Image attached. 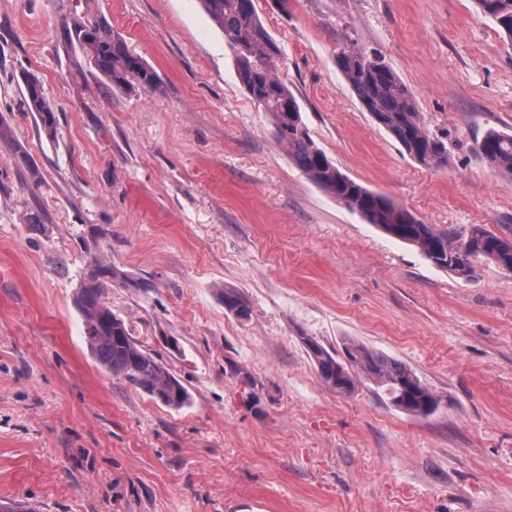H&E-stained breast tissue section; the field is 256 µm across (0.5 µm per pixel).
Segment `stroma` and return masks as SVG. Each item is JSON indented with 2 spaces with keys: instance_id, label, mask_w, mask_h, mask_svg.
I'll return each mask as SVG.
<instances>
[{
  "instance_id": "stroma-1",
  "label": "stroma",
  "mask_w": 512,
  "mask_h": 512,
  "mask_svg": "<svg viewBox=\"0 0 512 512\" xmlns=\"http://www.w3.org/2000/svg\"><path fill=\"white\" fill-rule=\"evenodd\" d=\"M279 76L336 166L462 235L512 238V178L473 152L512 128V47L474 0H255ZM98 17L161 79L120 90L72 39ZM381 51L452 164L412 160L336 67ZM36 76L47 138L25 105ZM0 500L36 512H512V273L462 279L336 202L288 158L200 0H0ZM38 168V181L29 178ZM108 302L187 387L174 411L104 372L73 297ZM236 289L250 316L224 308ZM353 339L442 402L336 393L303 343ZM31 77L35 76H30L26 82L27 109L38 114L45 135L53 138L56 130L55 106L46 96L39 82Z\"/></svg>"
}]
</instances>
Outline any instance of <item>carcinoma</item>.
Here are the masks:
<instances>
[{"label":"carcinoma","instance_id":"1","mask_svg":"<svg viewBox=\"0 0 512 512\" xmlns=\"http://www.w3.org/2000/svg\"><path fill=\"white\" fill-rule=\"evenodd\" d=\"M483 14L496 22L512 45V0H476ZM209 17L224 32L234 54L238 79L271 117L276 138L288 158L318 187L383 233L414 247L433 266L468 279L474 263L486 260L512 271V240L481 225L457 236L423 223L411 210L372 191L340 171L311 138L295 94L279 77L281 49L257 14L254 0H202ZM74 38L91 62L116 88L135 84L157 92L155 72L131 54L98 18L78 25ZM336 66L373 122L416 162L445 169L451 161L446 138L431 134L413 93L376 50L344 43ZM27 109L38 114L49 138L56 130L55 106L35 79L26 82ZM473 150L498 175L512 177V132L490 129L474 140ZM121 278L113 267L94 259L74 295L85 343L98 364L112 377L126 381L151 399L174 410L186 407L190 395L184 384L134 336L126 321L107 302L109 288ZM224 308L239 318L249 310L233 288L221 290ZM320 377L336 392L349 395L368 381L390 404L409 414L427 416L439 407V396L407 365L348 339L342 361L311 337H303Z\"/></svg>","mask_w":512,"mask_h":512}]
</instances>
